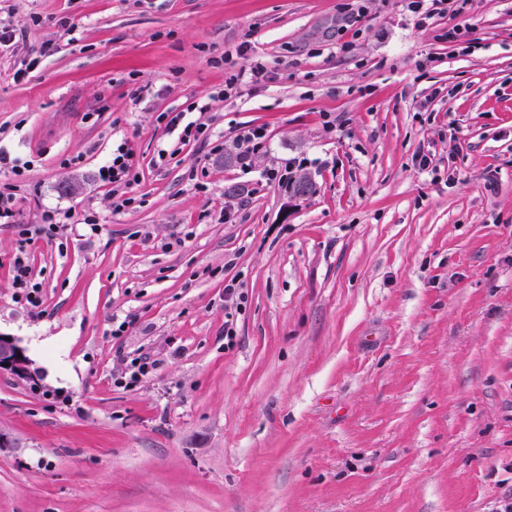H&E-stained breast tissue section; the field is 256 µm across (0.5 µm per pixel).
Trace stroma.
Segmentation results:
<instances>
[{
  "mask_svg": "<svg viewBox=\"0 0 512 512\" xmlns=\"http://www.w3.org/2000/svg\"><path fill=\"white\" fill-rule=\"evenodd\" d=\"M347 2L0 0L24 38L0 50V147L32 163L0 182L21 223L64 216L30 248L35 310L14 300L17 229L0 224V335L35 372L0 370V512L512 500V0L455 21L476 26L470 50L449 18L423 29L401 0H364L351 26ZM254 57L267 81L216 99ZM200 100L209 143L157 120ZM245 126L267 149L244 169ZM123 142L140 180L117 210L96 173ZM291 158L314 193L265 182ZM143 353L155 373L115 386ZM247 301L243 282L233 278L224 282V340L227 346L233 345L236 338V314H239Z\"/></svg>",
  "mask_w": 512,
  "mask_h": 512,
  "instance_id": "35a3bbf8",
  "label": "stroma"
}]
</instances>
